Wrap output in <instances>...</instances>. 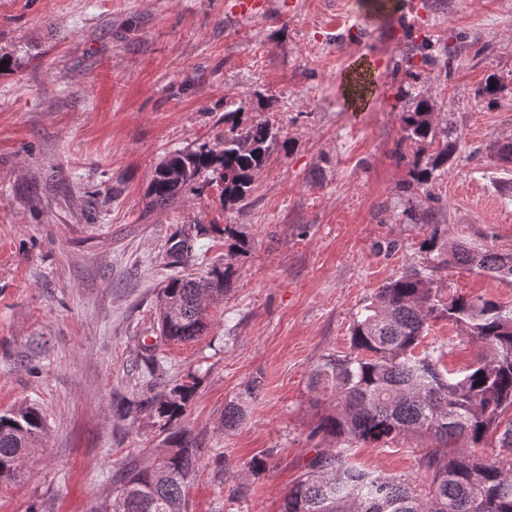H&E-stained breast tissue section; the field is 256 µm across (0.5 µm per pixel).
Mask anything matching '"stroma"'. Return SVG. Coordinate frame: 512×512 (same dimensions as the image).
Returning a JSON list of instances; mask_svg holds the SVG:
<instances>
[{
  "label": "stroma",
  "mask_w": 512,
  "mask_h": 512,
  "mask_svg": "<svg viewBox=\"0 0 512 512\" xmlns=\"http://www.w3.org/2000/svg\"><path fill=\"white\" fill-rule=\"evenodd\" d=\"M243 17L237 0H0V410L40 408L47 432L24 478L0 483V512H97L124 465L159 448L160 420L117 413L146 396L149 352L164 379L194 383L186 422L203 439L190 489L194 512H280L318 450L330 403L312 371L350 351L356 313L377 288L421 263L435 209L451 237L512 254V180L496 143L512 140V101L475 95L487 75L512 78V0H266ZM380 10L377 30L356 33ZM429 43L449 66L416 65ZM365 63L373 86L347 107L345 74ZM427 90L460 137L456 164L407 193L397 160L406 82ZM269 121L281 139L246 208L217 187L146 207L150 175L169 153L220 147L224 110ZM230 224L247 241L233 285L192 343L158 335L159 289L173 237ZM443 295L512 305V277L452 265ZM420 350L444 366L478 353L460 327L431 321ZM255 397L243 399L249 383ZM245 417L225 428V405ZM426 443L408 437L352 448L360 468L425 492ZM266 468H250L253 458Z\"/></svg>",
  "instance_id": "35a3bbf8"
}]
</instances>
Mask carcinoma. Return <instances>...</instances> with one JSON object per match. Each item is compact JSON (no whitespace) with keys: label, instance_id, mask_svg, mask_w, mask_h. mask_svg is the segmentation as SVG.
Masks as SVG:
<instances>
[{"label":"carcinoma","instance_id":"1","mask_svg":"<svg viewBox=\"0 0 512 512\" xmlns=\"http://www.w3.org/2000/svg\"><path fill=\"white\" fill-rule=\"evenodd\" d=\"M506 85L487 76L477 97L489 107L504 99ZM402 140L412 152V182L405 189L424 190L437 172L456 163L457 128L438 120L439 107L427 92L404 94ZM277 132L267 121L235 124L224 131V145H201L168 155L148 185L150 205H171L186 192L220 189L224 206L243 208L255 177L263 170ZM433 151L428 153L426 148ZM422 243L426 262L409 266L377 289L351 328L352 352L321 364L311 377L312 389L334 400L316 432L342 443L317 452L307 471L289 489L280 512H512V306L481 297H439L435 272L450 264L512 277V254L482 251L448 236V225L431 224ZM204 226L185 235L168 250L169 266L205 265L199 275H175L158 294L160 336L190 343L209 324V304L224 299L235 273L234 260L246 251L241 232L227 224L233 240L226 256L211 263L196 247ZM176 306L168 316L166 305ZM446 317L461 327L480 351L461 376L441 369V354L431 349L413 354L434 318ZM195 386L173 387L158 377L153 392L138 402L163 421L168 435L163 448L122 469L112 512H191L189 486L201 465L202 440L182 424ZM244 417L242 405L224 408L222 425L231 428ZM46 420L32 405L0 412V481L21 473L20 462L41 445ZM430 438L436 446L422 457L428 491L349 461L359 442L388 443L398 437ZM499 452L479 455L488 437ZM457 452L448 455V449Z\"/></svg>","mask_w":512,"mask_h":512}]
</instances>
